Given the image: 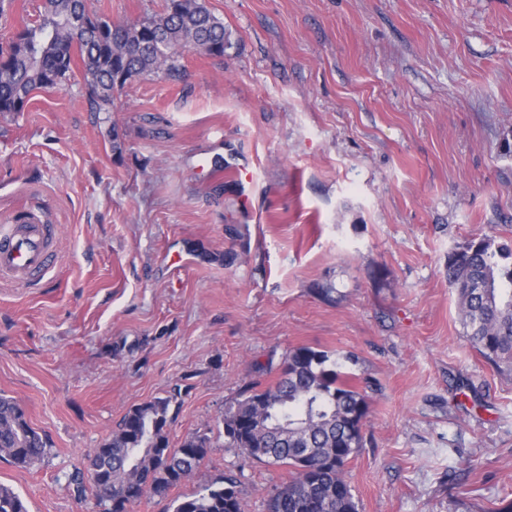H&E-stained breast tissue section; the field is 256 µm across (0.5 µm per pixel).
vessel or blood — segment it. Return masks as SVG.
<instances>
[{
    "label": "vessel or blood",
    "mask_w": 512,
    "mask_h": 512,
    "mask_svg": "<svg viewBox=\"0 0 512 512\" xmlns=\"http://www.w3.org/2000/svg\"><path fill=\"white\" fill-rule=\"evenodd\" d=\"M55 233L28 211L0 224V280L26 287L42 284L57 263Z\"/></svg>",
    "instance_id": "1"
}]
</instances>
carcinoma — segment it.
Returning a JSON list of instances; mask_svg holds the SVG:
<instances>
[{"instance_id": "carcinoma-1", "label": "carcinoma", "mask_w": 512, "mask_h": 512, "mask_svg": "<svg viewBox=\"0 0 512 512\" xmlns=\"http://www.w3.org/2000/svg\"><path fill=\"white\" fill-rule=\"evenodd\" d=\"M224 21L204 0H166L163 12L134 22L90 19L84 0H43L33 25L0 46V113L22 112L37 89L53 88L72 73V52L84 63V80L97 112L112 108V92L128 81L165 70L173 75L179 51L222 57ZM512 248L491 236L448 253V286L459 298L467 336L495 368L512 370ZM349 355L299 347L288 352L271 384L252 381L224 412V446L247 458L290 469L273 488L267 512H358L346 468L362 447L369 413L366 392L342 371ZM180 391L132 408L112 435L88 456L106 470L96 479L72 477L75 492L90 487L99 512H130L147 495L165 496L190 477L211 447L203 433L186 436L172 450L170 410ZM47 440L28 422L20 404L0 395V458L21 468L43 459ZM0 512H28L24 501L0 484ZM172 512H245L240 482L218 478L172 501Z\"/></svg>"}]
</instances>
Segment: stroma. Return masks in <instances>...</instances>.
I'll list each match as a JSON object with an SVG mask.
<instances>
[{
	"label": "stroma",
	"instance_id": "1",
	"mask_svg": "<svg viewBox=\"0 0 512 512\" xmlns=\"http://www.w3.org/2000/svg\"><path fill=\"white\" fill-rule=\"evenodd\" d=\"M205 3L223 57L182 51L108 112L77 61L0 113V223L31 211L59 251L40 286L0 281V394L49 444L0 459V484L28 512H96L72 472L177 387L172 443L212 439L177 495L231 471L267 512L288 469L225 447L222 419L306 346L371 384L358 512H505L512 372L469 340L447 263L485 235L512 247V0ZM41 6L0 0V43ZM85 6L126 22L165 0Z\"/></svg>",
	"mask_w": 512,
	"mask_h": 512
}]
</instances>
